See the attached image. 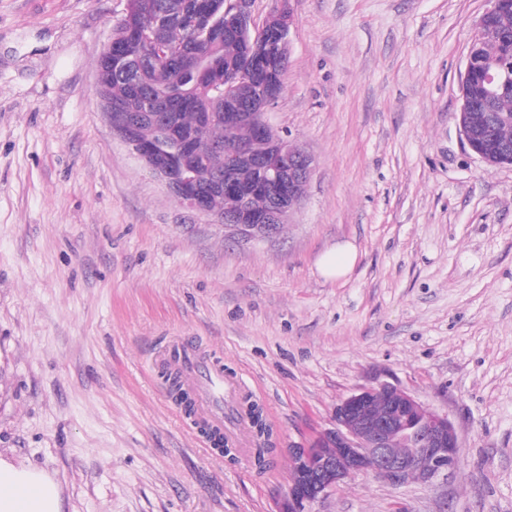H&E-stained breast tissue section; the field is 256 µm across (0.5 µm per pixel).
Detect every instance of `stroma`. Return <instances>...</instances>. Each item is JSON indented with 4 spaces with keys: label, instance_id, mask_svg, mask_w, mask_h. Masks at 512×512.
<instances>
[{
    "label": "stroma",
    "instance_id": "stroma-1",
    "mask_svg": "<svg viewBox=\"0 0 512 512\" xmlns=\"http://www.w3.org/2000/svg\"><path fill=\"white\" fill-rule=\"evenodd\" d=\"M491 0H292L269 123L316 164L276 237L227 239L112 130L96 62L125 0H0V456L63 512H275L290 451L375 380L448 414L431 484L358 474L315 512H512V166L457 125ZM349 243L347 275L319 258ZM194 337L274 431L206 453L159 354ZM461 87H460V105L458 109V113L456 115V119L458 121V127L460 130V133L467 143L470 150L476 154L480 159H482L485 163L488 165H491L486 153L482 149L480 143L478 142L477 138L473 134L472 128L469 126V121L467 114L470 111L471 108V102L469 99L465 98L463 94L461 93ZM252 424L256 429L257 436L261 439L259 448H256L253 460L256 467L262 469L266 464V457L273 451L271 437L273 434L271 426L266 422L260 408L252 404L249 409ZM263 439V440H262Z\"/></svg>",
    "mask_w": 512,
    "mask_h": 512
}]
</instances>
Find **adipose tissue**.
Returning <instances> with one entry per match:
<instances>
[{
	"instance_id": "adipose-tissue-1",
	"label": "adipose tissue",
	"mask_w": 512,
	"mask_h": 512,
	"mask_svg": "<svg viewBox=\"0 0 512 512\" xmlns=\"http://www.w3.org/2000/svg\"><path fill=\"white\" fill-rule=\"evenodd\" d=\"M0 512H62L58 486L45 471L0 456Z\"/></svg>"
}]
</instances>
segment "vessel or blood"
Returning a JSON list of instances; mask_svg holds the SVG:
<instances>
[{
  "label": "vessel or blood",
  "instance_id": "vessel-or-blood-1",
  "mask_svg": "<svg viewBox=\"0 0 512 512\" xmlns=\"http://www.w3.org/2000/svg\"><path fill=\"white\" fill-rule=\"evenodd\" d=\"M165 363L191 395L187 416L200 429L206 450H214L219 437L232 441L247 432V418L224 406L225 393L239 397L246 393L242 379L227 377L222 365L203 356L188 338L168 350Z\"/></svg>",
  "mask_w": 512,
  "mask_h": 512
}]
</instances>
